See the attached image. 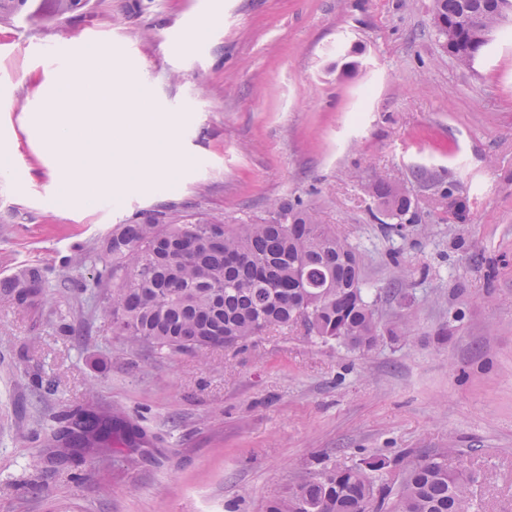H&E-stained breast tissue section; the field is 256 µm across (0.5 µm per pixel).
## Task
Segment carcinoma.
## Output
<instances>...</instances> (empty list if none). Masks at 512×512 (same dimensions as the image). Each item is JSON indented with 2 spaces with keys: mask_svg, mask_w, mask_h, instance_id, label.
<instances>
[{
  "mask_svg": "<svg viewBox=\"0 0 512 512\" xmlns=\"http://www.w3.org/2000/svg\"><path fill=\"white\" fill-rule=\"evenodd\" d=\"M64 15L85 0H48ZM33 0H0V24L40 9ZM434 14L460 27L448 54L463 67L475 51L468 24L499 23L498 0H434ZM372 196L386 215L401 218L411 199L379 178ZM89 287L112 330L133 345L169 355L231 348L266 331L304 322L323 341L350 338L352 349L373 348L381 331L360 274V257L306 208L280 204L254 224L190 218L170 224L157 212L117 224ZM19 305L42 294L39 270L7 284ZM129 425L119 412L77 409L56 418L52 436L66 447L87 448L124 440ZM390 462L361 458L336 463L272 500L267 512H369L391 503L392 512H476L478 476L448 467V449L412 463L399 484Z\"/></svg>",
  "mask_w": 512,
  "mask_h": 512,
  "instance_id": "cac0c4a2",
  "label": "carcinoma"
}]
</instances>
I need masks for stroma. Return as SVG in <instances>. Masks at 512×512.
I'll list each match as a JSON object with an SVG mask.
<instances>
[{
  "instance_id": "stroma-1",
  "label": "stroma",
  "mask_w": 512,
  "mask_h": 512,
  "mask_svg": "<svg viewBox=\"0 0 512 512\" xmlns=\"http://www.w3.org/2000/svg\"><path fill=\"white\" fill-rule=\"evenodd\" d=\"M41 43L105 51L177 121L179 165L146 177L128 157L112 209L55 211L41 115L67 68L42 69ZM2 96L21 171L0 180V512H266L331 463L439 448L479 473V512H512V25L465 69L433 0H88L0 25ZM379 176L410 196L402 221L376 220ZM287 200L359 252L376 321L405 336L362 352L297 323L167 355L113 335L88 286L113 225ZM33 267L44 294L17 305L4 284ZM76 406L125 411L146 443L60 456L50 432Z\"/></svg>"
}]
</instances>
